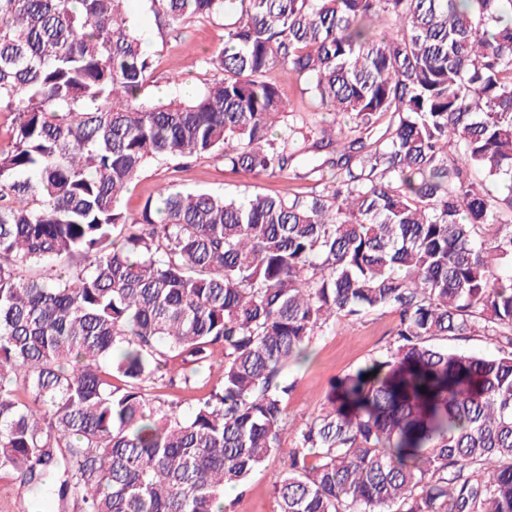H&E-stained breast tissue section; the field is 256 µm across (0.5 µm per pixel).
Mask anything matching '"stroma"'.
<instances>
[{
    "mask_svg": "<svg viewBox=\"0 0 512 512\" xmlns=\"http://www.w3.org/2000/svg\"><path fill=\"white\" fill-rule=\"evenodd\" d=\"M128 8L140 24L145 48L155 55V71L147 89L148 96L155 100L165 98L169 92L168 78L173 73L178 75L180 83L198 90L209 77L205 56L224 44L223 21L187 24L163 46L142 0H130ZM172 184L233 197L255 193L288 196L310 189L308 182L286 175L254 178L225 168L223 160L218 158H192L148 168L123 199L124 211L137 212L147 198L157 197ZM395 321L393 313H376L359 323L342 320L328 324L315 336L309 347L308 360L290 365L285 372L293 388L288 397L289 431L283 437V448H292L294 430L326 405L332 383L388 346ZM283 464V456L271 458L252 476L244 491L233 492V512H277L273 485Z\"/></svg>",
    "mask_w": 512,
    "mask_h": 512,
    "instance_id": "1",
    "label": "stroma"
}]
</instances>
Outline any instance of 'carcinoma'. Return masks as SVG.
<instances>
[{"label": "carcinoma", "instance_id": "carcinoma-1", "mask_svg": "<svg viewBox=\"0 0 512 512\" xmlns=\"http://www.w3.org/2000/svg\"><path fill=\"white\" fill-rule=\"evenodd\" d=\"M127 3L0 0V478L76 512H228L282 450L288 364L390 311L297 430L278 512H512V0H145L163 41L234 16L167 103ZM275 70L345 123L285 121ZM186 157L311 190L122 210ZM471 336L498 354L445 344ZM215 361L186 414L147 393Z\"/></svg>", "mask_w": 512, "mask_h": 512}]
</instances>
